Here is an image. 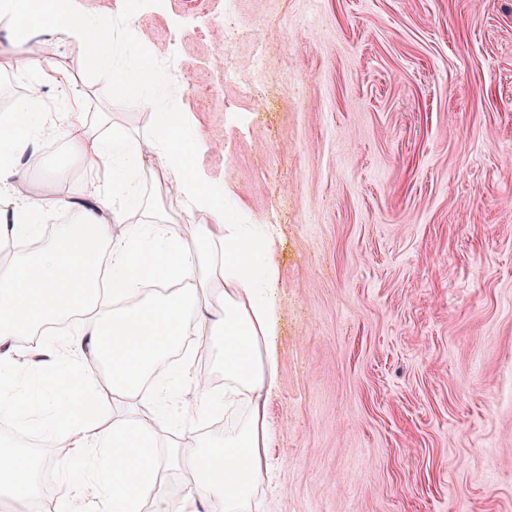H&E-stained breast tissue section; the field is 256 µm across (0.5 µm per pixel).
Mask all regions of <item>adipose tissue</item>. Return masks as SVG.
Instances as JSON below:
<instances>
[{
    "instance_id": "obj_1",
    "label": "adipose tissue",
    "mask_w": 512,
    "mask_h": 512,
    "mask_svg": "<svg viewBox=\"0 0 512 512\" xmlns=\"http://www.w3.org/2000/svg\"><path fill=\"white\" fill-rule=\"evenodd\" d=\"M106 18L82 11L77 0L60 8L55 0H0V69L13 67L20 42L47 33L69 43L92 45L84 59L95 77V95L107 102L153 111L150 137L157 172L177 189L179 201L203 213L193 238L175 233L166 218L145 205L135 177L143 169L138 141L95 137L87 129L86 95L65 71L31 60L28 94L0 121V235L33 239L47 210L73 213L30 258L0 266V416L21 424L37 423L43 440L82 437L85 464L100 490L104 512H143L154 499L155 512H191L188 502L167 498L156 483L161 461L152 432L127 421L104 430L99 419L80 408L82 394H96L94 370L75 376L80 357L42 376L49 396L36 395L29 379L19 377L5 347L60 316L86 311L78 333L93 352L112 356V392L145 405H161L192 389L196 373L183 363L169 381L152 379L153 369L196 331L198 348L215 352L224 371V389L203 391L182 419L207 414L214 404L235 411L249 402L237 431L216 436L202 448L181 454L177 464L189 472L199 496L219 501L222 512H257L256 491L269 471L271 434L258 399L276 381L277 323L273 290L277 269L269 228L238 224L217 189L189 171L201 140L184 115L170 106L165 71L149 63L129 75L115 71L116 48L105 39ZM54 85L63 121L58 135L91 176L92 190L81 200L65 195L20 197L15 193L27 169L43 165L30 142L45 123L42 89ZM126 224L124 236L111 237L114 224ZM106 256L114 307L99 309L96 268L88 256ZM12 468L0 471V502L13 505L38 494L35 469L11 449Z\"/></svg>"
}]
</instances>
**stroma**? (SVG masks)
<instances>
[{"label": "stroma", "mask_w": 512, "mask_h": 512, "mask_svg": "<svg viewBox=\"0 0 512 512\" xmlns=\"http://www.w3.org/2000/svg\"><path fill=\"white\" fill-rule=\"evenodd\" d=\"M80 2L137 46L115 69L167 71L202 142L191 172L225 191L237 223L274 227L261 512H512V0ZM24 53L94 81L84 46L45 37ZM56 96L44 87V166L24 188L42 195L53 171L81 197ZM86 112L107 137L154 127L119 103L90 98ZM138 191L176 232L198 224L152 172ZM103 404L105 422L152 424L163 487L194 495L173 453L195 450L202 423ZM28 454L39 497L99 512L83 469Z\"/></svg>", "instance_id": "35a3bbf8"}]
</instances>
